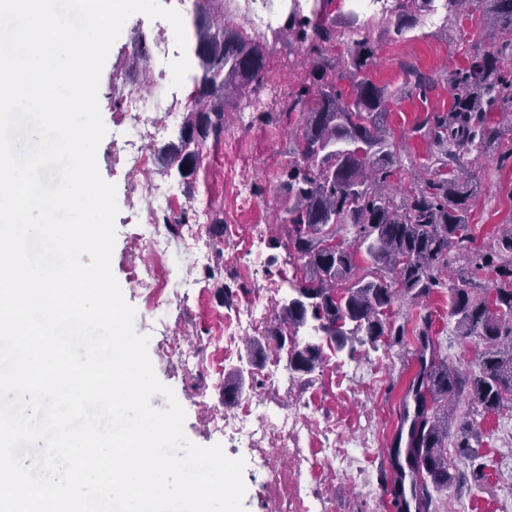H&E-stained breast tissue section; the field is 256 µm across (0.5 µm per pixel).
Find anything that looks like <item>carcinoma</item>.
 Listing matches in <instances>:
<instances>
[{"instance_id": "cac0c4a2", "label": "carcinoma", "mask_w": 512, "mask_h": 512, "mask_svg": "<svg viewBox=\"0 0 512 512\" xmlns=\"http://www.w3.org/2000/svg\"><path fill=\"white\" fill-rule=\"evenodd\" d=\"M466 1L482 9L493 35L511 39L474 48L464 67L408 73L400 94L421 96L442 81L451 103L448 111L432 112L412 128L432 150L400 197L392 177L402 170V161L385 136L390 93L370 79L374 50L357 29L393 19L401 33L437 9L449 16ZM214 2L196 0L187 24L191 107L176 141L162 150L187 190L207 142L224 140L227 112H241L264 88V44L237 32L223 13L211 10ZM332 2L292 7L283 30L289 47L314 56V63L280 110L289 119L297 117L293 162L277 187L288 201L281 218L287 238L274 235L268 247L293 248L303 274L288 280L291 296L275 312L276 349H284L287 336L298 329L312 327L320 341L285 348L292 370L311 373L325 361L326 347L352 356L356 342L375 347L388 336L399 340L403 329L394 326L392 316L400 300L448 291L455 331L478 339L483 349L475 365L462 368L437 353L429 321L418 334L419 370L412 383L418 408L409 431V476L417 512H432L435 495L464 477L449 470L448 426L455 415L448 403L464 397L486 412L512 405V224L494 245L496 287L447 275L453 248L477 267L484 260L470 248L468 214L478 189L470 155L497 142L494 113L512 116V65L504 64L512 61V0H392L390 9L362 21L351 15L346 40L337 37L330 20ZM338 43L344 45L339 71L322 58L326 46ZM183 166L189 170L182 171ZM362 251L371 269L359 275L356 257ZM473 432L474 422L462 420L456 447H471Z\"/></svg>"}]
</instances>
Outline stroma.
I'll return each instance as SVG.
<instances>
[{
  "label": "stroma",
  "instance_id": "1",
  "mask_svg": "<svg viewBox=\"0 0 512 512\" xmlns=\"http://www.w3.org/2000/svg\"><path fill=\"white\" fill-rule=\"evenodd\" d=\"M171 25L163 19L131 16L112 46L101 73L98 99L107 134L97 151V163L104 180L116 187V242L112 272L126 300L135 308V329L148 336V353L158 379L170 387L185 411L184 432L195 444H221L226 455L246 462L242 500L244 512H297L292 477L298 463L315 462L318 477L310 479V499L318 512H392L386 489L393 475L386 459L394 431L400 424L409 384L418 368L417 330L430 320L431 334L442 355L463 365L474 361L478 343L457 336L449 316L448 292L440 291L417 300L405 299L396 317L404 330L400 343L378 347L363 345L355 355L330 354L322 367L303 375L288 367L286 355H273L274 341L267 333L239 337L238 356L223 367L219 379L189 368L181 357L163 344L179 339L184 348L201 356L213 354L207 343L214 316L244 307L247 301L263 304L287 298L282 279L294 273L292 251L263 249L267 259L264 278L269 289L259 288L245 261L229 259L240 249L252 225L272 233L276 218L285 207L284 196L275 187L292 160L294 143L284 124L262 123L244 128L237 116L227 122L226 139L236 141L237 152H225L223 145L207 144L191 189L178 185L174 171L166 168L160 148L175 140L178 124L169 113H184L190 105L191 84L178 87L175 94L164 93L156 83L158 72L169 71V63L179 58L171 44ZM368 37L375 49L371 79L397 90L406 82V65L426 72H438L465 64L473 46L495 45L489 30L478 16L465 13L449 16L447 23L427 26L418 23L405 32L395 24L370 29ZM146 44L166 39L167 56L135 59L138 40ZM270 56L266 79L275 80L281 93H289L311 69L306 58L289 54L277 33L266 34ZM143 96L150 108L151 124L132 127L126 110V94ZM451 94L437 86L427 97L389 99L387 139L400 153L409 170L418 169L428 152V143L412 135V127L430 112L446 111ZM135 139L152 158V178L162 188L175 193L180 206L199 191L209 190L215 210L225 222L222 252H211L208 264H200L195 248L182 234H166L161 242L149 237L144 222L146 212L159 208V201L145 189L140 176L127 161L128 139ZM236 169L253 184L268 188L258 212L232 216V198L224 182L225 169ZM481 183L474 199L470 224L480 251H489L501 225L512 224V124L499 126L494 149L481 154L473 165ZM158 263L163 280L155 298L132 282L134 271ZM229 286L232 298H225L222 286ZM279 366L280 377L268 380L264 372ZM238 383L235 401L225 402L224 384ZM253 399L275 413L298 410L303 418L319 422L317 430L303 434L293 456L279 458L271 453L276 441L255 436L251 444L217 432L213 412L232 417L241 400ZM479 437L473 442L474 460L449 452L448 462L464 472L447 493L436 501V512H512V411L481 413L477 416Z\"/></svg>",
  "mask_w": 512,
  "mask_h": 512
}]
</instances>
